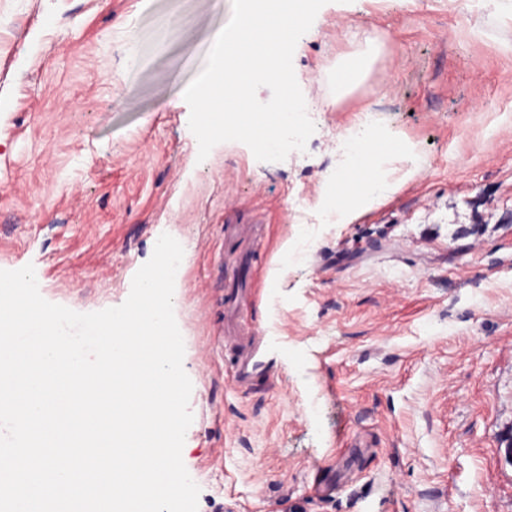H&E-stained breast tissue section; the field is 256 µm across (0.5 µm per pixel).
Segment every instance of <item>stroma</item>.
Listing matches in <instances>:
<instances>
[{
    "label": "stroma",
    "instance_id": "obj_1",
    "mask_svg": "<svg viewBox=\"0 0 512 512\" xmlns=\"http://www.w3.org/2000/svg\"><path fill=\"white\" fill-rule=\"evenodd\" d=\"M231 15L0 0V269L33 265L47 301L88 313L127 299L161 234L182 245L198 512H512V10L328 0L293 56L305 151L261 162L229 141L201 161L183 93ZM370 110L422 169L340 222L298 223L292 200L322 210L334 133ZM240 250L247 387L224 343Z\"/></svg>",
    "mask_w": 512,
    "mask_h": 512
}]
</instances>
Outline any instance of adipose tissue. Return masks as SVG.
Wrapping results in <instances>:
<instances>
[{"label":"adipose tissue","instance_id":"obj_1","mask_svg":"<svg viewBox=\"0 0 512 512\" xmlns=\"http://www.w3.org/2000/svg\"><path fill=\"white\" fill-rule=\"evenodd\" d=\"M396 144L394 135L370 127L362 130L358 140L348 148L347 168L336 172L334 189L327 195L329 204L339 214H346L355 204L373 205L400 188V181L381 178L371 168L374 160L388 159Z\"/></svg>","mask_w":512,"mask_h":512}]
</instances>
